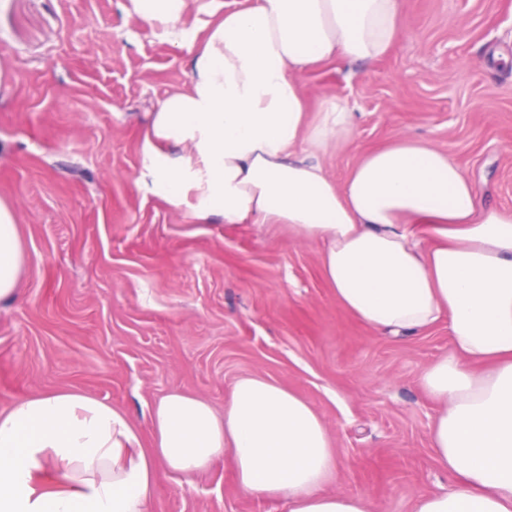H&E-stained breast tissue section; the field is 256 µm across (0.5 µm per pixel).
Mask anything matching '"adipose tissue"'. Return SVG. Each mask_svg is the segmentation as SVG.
<instances>
[{"label":"adipose tissue","instance_id":"1","mask_svg":"<svg viewBox=\"0 0 512 512\" xmlns=\"http://www.w3.org/2000/svg\"><path fill=\"white\" fill-rule=\"evenodd\" d=\"M405 30L401 0H241L192 54L143 140L145 177L194 219L285 224L321 247L336 300L375 331L448 322L449 348L420 379L439 409L430 446L451 486L413 512H512V208L432 144L400 138L365 152L344 181L321 163L353 139L340 100L310 111L301 78L335 58L373 62ZM25 264L13 207L0 200V301ZM152 447L128 414L77 391L0 411V512H150L159 469L184 479L218 457L243 493L288 512H373L326 486L338 469L324 420L258 376L223 411L180 392L150 411Z\"/></svg>","mask_w":512,"mask_h":512}]
</instances>
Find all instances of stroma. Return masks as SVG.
<instances>
[{
  "mask_svg": "<svg viewBox=\"0 0 512 512\" xmlns=\"http://www.w3.org/2000/svg\"><path fill=\"white\" fill-rule=\"evenodd\" d=\"M130 0H0V199L26 263L0 303V411L69 389L127 412L143 444L171 392L223 410L234 383L273 380L326 422L332 487L375 512H411L448 488L429 444L419 378L448 349L439 322L394 337L336 301L321 248L284 224L194 220L142 171L150 114L187 86L191 58ZM406 30L381 59L330 61L303 78L342 99L355 143L335 179L406 136L449 155L483 203L512 207V0H401ZM151 512H286L243 494L229 463L192 482L160 471Z\"/></svg>",
  "mask_w": 512,
  "mask_h": 512,
  "instance_id": "1",
  "label": "stroma"
}]
</instances>
